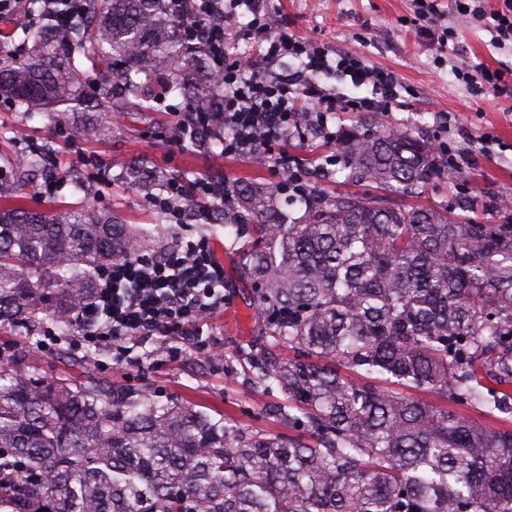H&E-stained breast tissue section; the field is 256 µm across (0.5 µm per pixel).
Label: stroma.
<instances>
[{
    "mask_svg": "<svg viewBox=\"0 0 512 512\" xmlns=\"http://www.w3.org/2000/svg\"><path fill=\"white\" fill-rule=\"evenodd\" d=\"M263 10L272 27L285 26L328 49L360 55L400 79L405 91L391 111H344L328 125L340 135L366 134L383 126L447 146V154L439 158L448 167L447 179L404 196L403 204L446 209L484 224L512 222V210L502 205L503 199L512 198V93L487 90L475 96L455 75L480 63L512 69V53L494 48L485 26L473 22L454 27L442 50L413 33L412 0H264ZM171 126L166 112L152 114L146 123L120 115L112 121L111 137L72 141L55 129L50 113L37 110L28 117L1 105L0 153L13 157L31 147L50 149L63 181L51 196L27 190L21 201L27 210L46 213L91 205L112 212L121 223L150 229L156 226L157 209L144 192L119 177L132 159L152 162L178 179L221 176L232 186L247 179L278 181L265 150L241 157L224 156L217 147L190 153L172 140ZM485 132L497 138L488 152L475 145ZM280 149L290 166L305 171L309 184L326 194L394 197L374 185L350 182L340 165L327 164L337 144L320 137L309 123H302L300 133L288 137ZM202 234L224 266V307L204 314L195 335L140 336L90 352L76 345L69 329L59 330L55 344L42 349L38 336L2 326L0 356L43 380L96 377L121 390L163 401L178 398L209 412L232 413L253 427H271L261 408L285 398L279 390L257 387L246 361L258 322L252 290L238 272L243 242L220 224L182 225L179 238L186 242Z\"/></svg>",
    "mask_w": 512,
    "mask_h": 512,
    "instance_id": "1",
    "label": "stroma"
}]
</instances>
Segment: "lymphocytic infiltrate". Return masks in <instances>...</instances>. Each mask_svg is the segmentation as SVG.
Wrapping results in <instances>:
<instances>
[{
	"label": "lymphocytic infiltrate",
	"instance_id": "f902f5d3",
	"mask_svg": "<svg viewBox=\"0 0 512 512\" xmlns=\"http://www.w3.org/2000/svg\"><path fill=\"white\" fill-rule=\"evenodd\" d=\"M182 22V31L203 40L210 52L217 79L211 109L202 115H181L175 130L178 138L230 127L231 140L224 153L243 156L256 147L272 152L287 178L300 177L288 167L286 155L276 145L298 128L297 105L308 100L316 115L315 129L327 130L329 114L341 110L388 112L401 97L402 84L394 72L371 65L363 57L332 51L288 32L272 31L259 0H169ZM487 0H454V15L462 21L478 19L494 34L498 49L512 51V0L487 8ZM255 17L259 34L257 59L233 58L224 50V38L232 30L238 8ZM301 59L300 70L286 75L260 76L255 62H277L283 56ZM335 74L354 87L369 88L368 96L344 99L324 92L312 76ZM224 269L214 257L207 238H199L132 260L115 259L95 278L92 296L71 326L89 343H119L137 336L184 335L197 320L224 303L219 287Z\"/></svg>",
	"mask_w": 512,
	"mask_h": 512
}]
</instances>
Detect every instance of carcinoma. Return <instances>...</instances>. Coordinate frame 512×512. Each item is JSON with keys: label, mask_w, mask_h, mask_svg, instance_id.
I'll return each mask as SVG.
<instances>
[{"label": "carcinoma", "mask_w": 512, "mask_h": 512, "mask_svg": "<svg viewBox=\"0 0 512 512\" xmlns=\"http://www.w3.org/2000/svg\"><path fill=\"white\" fill-rule=\"evenodd\" d=\"M28 40L0 66L17 108L59 123L83 112L100 135L103 116L158 112L173 92L203 111L209 53L164 0H90L68 29L40 21ZM47 152L22 156L0 199L33 186ZM339 155L348 179L401 195L443 175L428 142L385 127L344 135ZM123 178L160 193L172 182L144 164ZM236 193L259 320L246 360L288 398V411L266 409L288 434L0 366V512H512V224L317 188L289 223L276 190ZM148 235L90 206L0 207V324L32 331L77 313L92 274Z\"/></svg>", "instance_id": "carcinoma-1"}]
</instances>
